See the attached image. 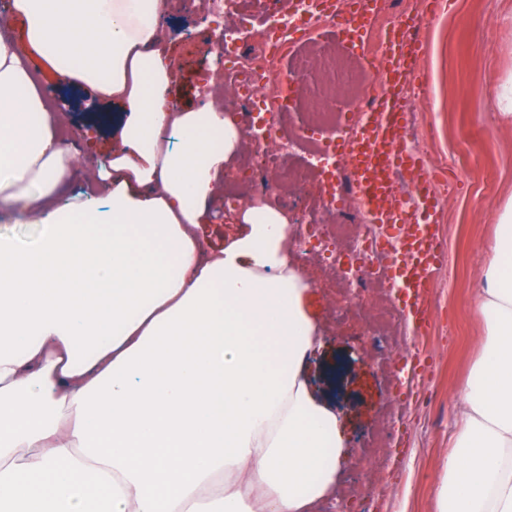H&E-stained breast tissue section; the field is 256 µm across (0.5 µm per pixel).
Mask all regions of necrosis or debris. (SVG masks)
Returning <instances> with one entry per match:
<instances>
[{
	"mask_svg": "<svg viewBox=\"0 0 512 512\" xmlns=\"http://www.w3.org/2000/svg\"><path fill=\"white\" fill-rule=\"evenodd\" d=\"M336 23L335 11L320 10L315 0H296L293 10H270L253 33L268 48L256 60H239L241 40L232 33L211 37L210 52L214 56H234V64L222 74L224 86L232 93L234 107L239 108L238 123L245 133H259L260 138L246 152L232 186L224 194L225 206L272 203L289 209L286 197L278 191L279 184L293 183L300 189L314 187L318 208L334 211L332 224H301L295 242L299 254L328 255L331 262L348 275V307L360 309L374 289H382L386 303L373 313L366 326L370 339L389 333L399 325L400 307L396 301L398 288L384 281L378 272L377 253H397L399 241L391 224H375L370 220L354 185L353 173L336 145L335 139L318 137L326 124L342 122L343 136H350L364 113H337L333 100L336 94L335 66L325 65L323 95L311 125L301 136L289 134L279 122L281 113L289 111L297 97L309 90V58H295L291 71H282L279 61L289 46L309 43L322 26ZM314 146L320 169L317 184L301 170H280V155L291 148ZM355 224L356 233H349L348 224Z\"/></svg>",
	"mask_w": 512,
	"mask_h": 512,
	"instance_id": "4bbe7bcc",
	"label": "necrosis or debris"
}]
</instances>
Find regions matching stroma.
I'll use <instances>...</instances> for the list:
<instances>
[{
	"mask_svg": "<svg viewBox=\"0 0 512 512\" xmlns=\"http://www.w3.org/2000/svg\"><path fill=\"white\" fill-rule=\"evenodd\" d=\"M207 0H167L163 29H189L194 37L175 42L171 99L181 108H199L198 88L217 68L207 52ZM425 50L415 62L425 84L410 98L408 113L436 138L431 162L441 168L459 162L463 176L456 193L441 197L433 214L447 249V262L435 275L427 307L428 326L417 337L425 368L406 395L397 384L391 341L375 344L365 336L363 319L345 315L343 296L327 277L325 256L289 253L310 274L309 310L319 322V343L304 366L316 400L336 410L347 448L336 493L346 512H359L375 500L378 512H438L440 462L450 449L462 386L480 355L485 326L477 305L476 282L500 210L512 199V123L498 119V99L512 83V0H445L439 14L424 20L418 33ZM302 54H328L348 60L341 108L357 104L363 76L358 51L340 29L319 31ZM49 99L63 105L72 137H79L90 111H112L91 90L53 82ZM397 444L377 447L384 431Z\"/></svg>",
	"mask_w": 512,
	"mask_h": 512,
	"instance_id": "stroma-1",
	"label": "stroma"
}]
</instances>
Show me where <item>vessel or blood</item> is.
Segmentation results:
<instances>
[{
  "label": "vessel or blood",
  "mask_w": 512,
  "mask_h": 512,
  "mask_svg": "<svg viewBox=\"0 0 512 512\" xmlns=\"http://www.w3.org/2000/svg\"><path fill=\"white\" fill-rule=\"evenodd\" d=\"M375 10V0H346L340 26L353 47L365 48ZM412 28L407 22L389 34L380 77L382 93L373 102L367 123L343 144L342 152L375 223L399 224L404 229V256L390 259L383 272L401 288L404 308L422 329L429 322L423 298L445 261V248L437 225L430 220L437 205L432 172L419 155L402 148L400 141L406 121L405 90L419 79L413 61L423 50L422 42L413 38ZM401 175L415 189L418 211H411L397 195Z\"/></svg>",
  "instance_id": "b4317fda"
}]
</instances>
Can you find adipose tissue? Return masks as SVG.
Instances as JSON below:
<instances>
[{"label": "adipose tissue", "mask_w": 512, "mask_h": 512, "mask_svg": "<svg viewBox=\"0 0 512 512\" xmlns=\"http://www.w3.org/2000/svg\"><path fill=\"white\" fill-rule=\"evenodd\" d=\"M166 0H10L0 18V512H312L336 492L344 440L302 370L319 327L288 261V218L209 223L241 147L220 90L169 99ZM21 21L22 39L6 36ZM117 103L118 142L80 171L40 73ZM486 323L463 386L439 512H512V200L478 280Z\"/></svg>", "instance_id": "1"}]
</instances>
